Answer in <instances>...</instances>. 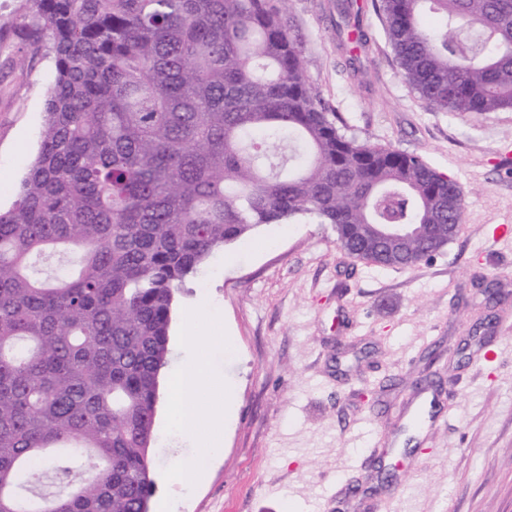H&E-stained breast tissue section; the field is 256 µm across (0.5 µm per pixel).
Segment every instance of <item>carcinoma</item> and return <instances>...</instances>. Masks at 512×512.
<instances>
[{"label": "carcinoma", "instance_id": "obj_1", "mask_svg": "<svg viewBox=\"0 0 512 512\" xmlns=\"http://www.w3.org/2000/svg\"><path fill=\"white\" fill-rule=\"evenodd\" d=\"M26 2L54 77L41 147L0 211V512H150L176 294L210 254L308 221L358 260L413 265L448 245L462 192L341 131L288 0ZM373 8L428 105L512 110V0ZM53 257L76 272L43 274Z\"/></svg>", "mask_w": 512, "mask_h": 512}]
</instances>
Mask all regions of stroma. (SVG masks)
<instances>
[{"label": "stroma", "mask_w": 512, "mask_h": 512, "mask_svg": "<svg viewBox=\"0 0 512 512\" xmlns=\"http://www.w3.org/2000/svg\"><path fill=\"white\" fill-rule=\"evenodd\" d=\"M356 68L336 0H289L309 80L347 135L423 156L464 197L460 232L411 268L354 259L332 225L271 224L216 251L179 295L171 364L195 345L189 311L217 315L208 352L234 399L222 455L184 492L168 467L192 441L155 419L156 497L170 512H512V110L442 112L406 80L371 0ZM25 0H0V209L17 198L45 131L48 62L15 31ZM500 280L490 341L476 283ZM393 389L383 390L387 378Z\"/></svg>", "instance_id": "stroma-1"}]
</instances>
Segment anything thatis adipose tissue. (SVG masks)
Segmentation results:
<instances>
[{
  "mask_svg": "<svg viewBox=\"0 0 512 512\" xmlns=\"http://www.w3.org/2000/svg\"><path fill=\"white\" fill-rule=\"evenodd\" d=\"M219 340L218 326L201 329L193 358L172 376L168 423L203 441L194 458L174 466L170 473L174 481L186 475L200 476L207 462L222 449L224 412L229 400L223 383L212 376L207 359L209 347Z\"/></svg>",
  "mask_w": 512,
  "mask_h": 512,
  "instance_id": "adipose-tissue-1",
  "label": "adipose tissue"
}]
</instances>
